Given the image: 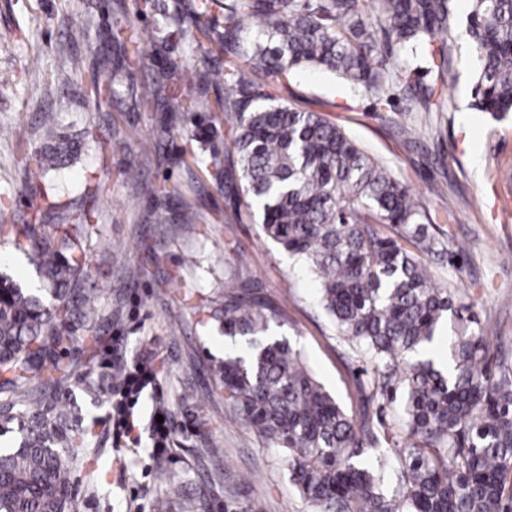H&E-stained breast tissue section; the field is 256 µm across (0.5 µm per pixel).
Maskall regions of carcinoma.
<instances>
[{
    "label": "carcinoma",
    "instance_id": "obj_1",
    "mask_svg": "<svg viewBox=\"0 0 512 512\" xmlns=\"http://www.w3.org/2000/svg\"><path fill=\"white\" fill-rule=\"evenodd\" d=\"M196 0L188 24L164 17L150 32L125 14L112 17L124 48L122 68L141 67L150 50L178 40L188 58L166 61L162 80L141 87L140 106L200 114L186 145L207 142L224 122L240 179L262 214L265 234L320 282V302L338 333L370 367L365 399L399 403L400 435L382 420L348 414L286 341L272 337L278 309L243 274L224 287L184 292L182 305L215 321L240 345L214 363L216 387L233 413L288 458L290 480L315 512H509L505 474L512 469V366L492 363L484 337L451 292L436 284L425 260L447 252L428 232L430 216L374 156L316 112H299L267 90L284 88L305 66L322 67L391 111L398 88L411 110L444 112L460 13L477 65L471 107L501 119L512 112V0H224V25L212 4ZM394 38L377 49L376 27ZM424 58L437 74L419 86ZM263 75L266 81L256 80ZM218 89L214 97L201 90ZM426 124L398 131L422 139ZM40 169L58 168L69 145L54 119L43 128ZM198 161L212 181L226 182L224 157ZM132 195L166 212L178 196L125 170ZM382 224L387 234L377 233ZM87 216L44 193L23 224H0L35 266L40 287L0 275V512H76L75 477L86 458L89 428L67 401L81 382L93 401L120 380L95 373L104 315L86 274ZM454 322L447 365L411 360L442 343ZM392 446L395 484L384 485Z\"/></svg>",
    "mask_w": 512,
    "mask_h": 512
}]
</instances>
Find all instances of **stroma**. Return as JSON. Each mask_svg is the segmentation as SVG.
I'll use <instances>...</instances> for the list:
<instances>
[{"label":"stroma","mask_w":512,"mask_h":512,"mask_svg":"<svg viewBox=\"0 0 512 512\" xmlns=\"http://www.w3.org/2000/svg\"><path fill=\"white\" fill-rule=\"evenodd\" d=\"M143 13L142 0H0V209L11 223L26 219L43 190H59L64 200L90 212L91 249L85 285L103 292L101 303L112 312L110 336L116 354L103 361L121 367L146 350L157 360L159 392H144L134 408L130 440L117 443L106 419L111 401L90 403L75 391L76 407L93 421L92 455L103 469L93 492L79 496L78 512H155L165 485L199 498L202 512H224L225 506L250 512H312L292 484L284 457L225 406L209 370L211 359L224 356L230 340L217 327L202 329L198 317L179 309L172 289L218 288L224 276L238 271L261 282L266 300L278 308V338L300 350L327 390L354 417L379 415L397 427L392 407L364 399L358 381L360 361L339 336L316 296L306 268L278 245L266 240L250 199L241 189L230 142L215 138L203 152L219 151L227 168L226 185H216L204 168L185 158L180 112L159 111L156 126L170 129L150 156L137 153L150 134L137 108L140 83L159 77L167 59L186 54L184 44L163 48L143 69L116 71L123 50L112 39L111 19L125 12L138 27L152 29L162 14L189 20L194 0H154ZM77 27L86 31L74 52L82 66L66 71L55 45ZM475 53L460 36L454 55L459 74L449 88V108L430 115L432 135L404 144L400 123L413 120L404 103L394 111L377 112L365 90L351 87L330 72L297 70L278 101L315 112L335 123L375 156L407 187L448 249L464 248L462 270L448 262L432 263L436 282L449 288L456 304L480 300L479 328L491 355L512 360V116L498 121L470 109ZM115 79L112 100L99 104L88 95L93 81ZM57 111L68 134L72 154L64 167L43 171L22 162L20 150H40L41 123ZM137 161L146 179L176 185L179 195L160 215L148 200L130 202L122 171ZM100 186L95 198H84L86 182ZM443 194H436V187ZM198 212L194 224L180 223L184 205ZM454 220H446V207ZM148 271L137 286L127 287L124 271ZM171 290H163L162 280ZM167 411L172 447L155 459L147 428L155 406ZM224 451L213 464L207 449Z\"/></svg>","instance_id":"obj_1"}]
</instances>
